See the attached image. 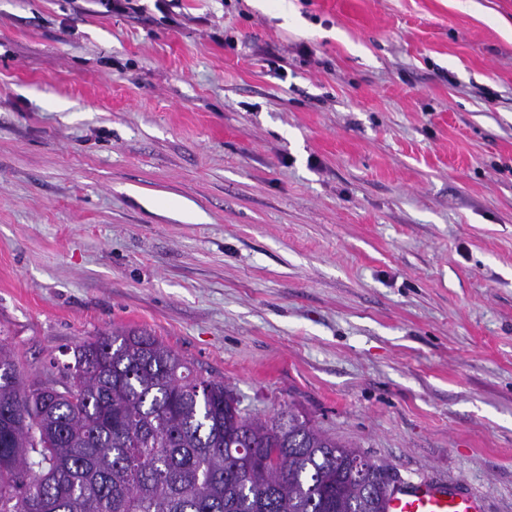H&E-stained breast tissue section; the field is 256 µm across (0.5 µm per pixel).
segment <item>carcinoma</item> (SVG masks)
Here are the masks:
<instances>
[{"mask_svg": "<svg viewBox=\"0 0 512 512\" xmlns=\"http://www.w3.org/2000/svg\"><path fill=\"white\" fill-rule=\"evenodd\" d=\"M57 393L0 344V512H385L361 449L295 407L250 413L146 329L52 360Z\"/></svg>", "mask_w": 512, "mask_h": 512, "instance_id": "cac0c4a2", "label": "carcinoma"}]
</instances>
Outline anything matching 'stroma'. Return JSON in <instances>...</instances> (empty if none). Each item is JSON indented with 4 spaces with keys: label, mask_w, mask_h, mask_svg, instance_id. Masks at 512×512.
<instances>
[{
    "label": "stroma",
    "mask_w": 512,
    "mask_h": 512,
    "mask_svg": "<svg viewBox=\"0 0 512 512\" xmlns=\"http://www.w3.org/2000/svg\"><path fill=\"white\" fill-rule=\"evenodd\" d=\"M0 0V340L144 328L252 413L512 512V0ZM105 8V12L136 18L144 12V6L139 4L140 0H98Z\"/></svg>",
    "instance_id": "1"
}]
</instances>
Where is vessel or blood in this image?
I'll return each mask as SVG.
<instances>
[{"label":"vessel or blood","mask_w":512,"mask_h":512,"mask_svg":"<svg viewBox=\"0 0 512 512\" xmlns=\"http://www.w3.org/2000/svg\"><path fill=\"white\" fill-rule=\"evenodd\" d=\"M386 512H481L477 499L419 480L391 487Z\"/></svg>","instance_id":"1"}]
</instances>
